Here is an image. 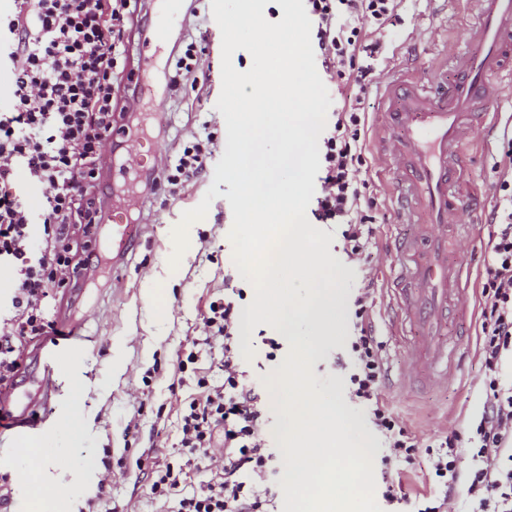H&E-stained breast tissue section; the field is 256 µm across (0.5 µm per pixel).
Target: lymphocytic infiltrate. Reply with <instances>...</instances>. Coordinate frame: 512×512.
<instances>
[{"label":"lymphocytic infiltrate","mask_w":512,"mask_h":512,"mask_svg":"<svg viewBox=\"0 0 512 512\" xmlns=\"http://www.w3.org/2000/svg\"><path fill=\"white\" fill-rule=\"evenodd\" d=\"M0 14V57L9 63L13 93L0 111V264L14 275L8 312L0 320V395L8 393L25 347L60 330L46 314L56 286L78 277L89 262L76 259L73 236L95 238L112 195L100 191L103 143L111 138L112 67L127 46L115 27L131 0H12ZM397 0H307L314 44L330 77L366 91L375 69L368 60L378 44L364 43L365 28L395 15ZM365 114L348 102L337 110L321 138L322 188L317 215L341 228L350 260H366L373 234L365 214L368 179L362 178ZM212 133L184 145L164 176L171 193L202 174ZM25 189H18V181ZM44 189L39 212L26 192ZM484 244L478 351L482 363L479 413L464 432L422 445L381 398L385 378L382 345L369 311L372 286L354 300L356 334L351 343L352 396L368 407L391 459L414 464L427 454L434 492L418 500L416 512H512V385L503 376L512 359V180H500ZM232 289L204 318L207 341L224 344V377L206 384L202 401L182 417L181 445L199 461L212 448L224 450V476L185 491L172 468L154 471V497L173 502V512H275L271 475L274 456L264 437V411L254 381L241 368L239 304Z\"/></svg>","instance_id":"lymphocytic-infiltrate-1"}]
</instances>
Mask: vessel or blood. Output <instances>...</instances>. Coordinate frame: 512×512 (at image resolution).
Wrapping results in <instances>:
<instances>
[{"label": "vessel or blood", "mask_w": 512, "mask_h": 512, "mask_svg": "<svg viewBox=\"0 0 512 512\" xmlns=\"http://www.w3.org/2000/svg\"><path fill=\"white\" fill-rule=\"evenodd\" d=\"M475 23L464 45L433 73L449 81L447 97L431 96L419 74L391 73L386 81L384 118L393 134L377 150L396 170L402 188L399 216L416 218L418 232L396 238L395 250L406 256L397 277L398 308L419 334L406 347L407 373L451 377L455 348L443 341L448 308L466 309L463 265L448 263V228L463 211L477 212V197L466 193L465 157L475 128L499 118L497 104L512 88V0H473ZM122 206L112 208V221L97 227L104 257L118 263L133 251L136 227L123 218Z\"/></svg>", "instance_id": "b4317fda"}]
</instances>
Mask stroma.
<instances>
[{
    "label": "stroma",
    "mask_w": 512,
    "mask_h": 512,
    "mask_svg": "<svg viewBox=\"0 0 512 512\" xmlns=\"http://www.w3.org/2000/svg\"><path fill=\"white\" fill-rule=\"evenodd\" d=\"M188 0H174L178 25L169 41L189 44L206 37L208 51L197 73L195 88L157 94L154 99L130 100L135 84L144 77L142 58L149 52L139 25H128L125 33L130 51L116 68L114 97L126 109L116 112L120 126L141 124L143 134L118 137L114 152L126 160L128 171L161 169L182 146L209 127L215 134L213 160H220L226 142L225 121L216 108L221 93V32L213 19L210 0H203L197 16L188 13ZM394 24L367 29V40L379 43L374 62L376 79L361 97L368 121L367 141L388 136L381 117L382 81L387 73L410 64L420 73L437 66L447 50L460 42L473 15L465 0H399ZM501 132L475 134L467 153L470 182L480 192L487 208L497 202V184L505 169L499 164ZM370 177L368 213L375 219V237L363 264L350 262L342 249L339 226L326 225L334 240L329 247L338 265V291L343 314L335 338L312 359L315 388L341 407L351 427V437L373 459L374 475L383 478L388 454L383 438L368 420L367 409L349 390L348 370L337 366L338 358H349L354 334L353 297L364 278L374 281V307L370 320L382 344L386 375L382 395L409 431L420 440L463 428L478 403L481 363L476 343L457 353L458 378L448 385L401 383L403 345L410 332L397 320L391 292L394 274L402 262L391 248L395 237L411 231L397 224L394 184L391 174L373 150L365 152ZM213 168L194 179L173 196L164 180H157L144 205L146 218L133 253L119 268L100 267L83 286L67 284L52 291L49 316L73 320L76 342L71 347L42 339L40 360L24 355L17 393H32L30 375L38 364L54 354L69 352L66 368L52 377L49 403L36 406L31 418L36 430L25 451L8 430L0 432V512H29L34 499L32 482H17V472L39 471L46 485L65 477L73 493L54 512H164L163 500L150 490L152 470L165 466L183 470L188 481L199 482L219 473L224 459L214 455L212 464L197 468L196 458L180 445L181 419L189 403L201 398L199 379L222 378L221 344H204L203 317L212 302L223 300L224 286L243 287L253 296L233 262L229 233L233 214L224 194L227 183H214ZM217 186L215 199L205 218L187 229L188 246L176 253L173 231L183 212L195 208L210 186ZM279 342L276 360H268V340ZM254 351L243 361L255 384H262L282 365L289 342L267 325L257 326L249 341ZM193 356L185 371L177 360ZM81 406L88 429L73 437L63 426L74 406Z\"/></svg>",
    "instance_id": "obj_1"
}]
</instances>
